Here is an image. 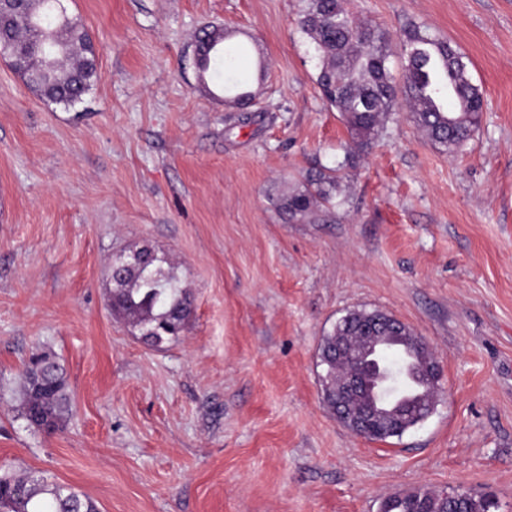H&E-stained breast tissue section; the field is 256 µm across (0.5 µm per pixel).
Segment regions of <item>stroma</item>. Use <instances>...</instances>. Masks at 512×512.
Returning a JSON list of instances; mask_svg holds the SVG:
<instances>
[{"label": "stroma", "instance_id": "1", "mask_svg": "<svg viewBox=\"0 0 512 512\" xmlns=\"http://www.w3.org/2000/svg\"><path fill=\"white\" fill-rule=\"evenodd\" d=\"M63 4L100 74L81 102L38 96L0 59V470L98 512H380L458 487L512 512V0L351 2L388 30L393 74L413 25L465 56L483 112L453 156L402 105L353 144L297 27L306 0ZM205 29L229 32L239 63L202 80ZM333 166L330 212L278 208ZM136 248L169 256L192 301L157 346L110 306L108 261ZM375 309L443 373L431 416L383 442L336 419L318 365L342 317ZM36 350L71 397L49 433L18 415Z\"/></svg>", "mask_w": 512, "mask_h": 512}]
</instances>
